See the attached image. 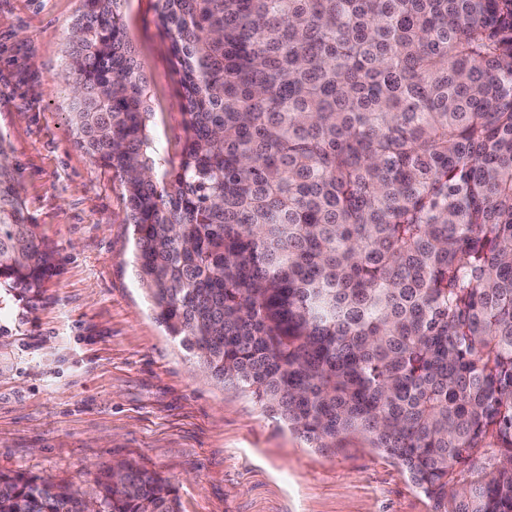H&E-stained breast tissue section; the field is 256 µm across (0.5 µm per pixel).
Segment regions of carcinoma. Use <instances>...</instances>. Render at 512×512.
<instances>
[{
  "mask_svg": "<svg viewBox=\"0 0 512 512\" xmlns=\"http://www.w3.org/2000/svg\"><path fill=\"white\" fill-rule=\"evenodd\" d=\"M122 0H83L77 144L120 178L156 319L317 448L395 460L431 512H512V0H158L183 110L152 148ZM0 141V283L41 287ZM0 512H179L131 461Z\"/></svg>",
  "mask_w": 512,
  "mask_h": 512,
  "instance_id": "cac0c4a2",
  "label": "carcinoma"
}]
</instances>
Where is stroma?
<instances>
[{"instance_id": "stroma-1", "label": "stroma", "mask_w": 512, "mask_h": 512, "mask_svg": "<svg viewBox=\"0 0 512 512\" xmlns=\"http://www.w3.org/2000/svg\"><path fill=\"white\" fill-rule=\"evenodd\" d=\"M81 0H0V143L55 254L36 296L0 290V472L92 493L135 460L171 480L180 512H429L400 465L352 435L315 448L253 397L219 385L156 320L132 263L119 179L69 126L62 74ZM155 146L184 143L157 0H124Z\"/></svg>"}]
</instances>
